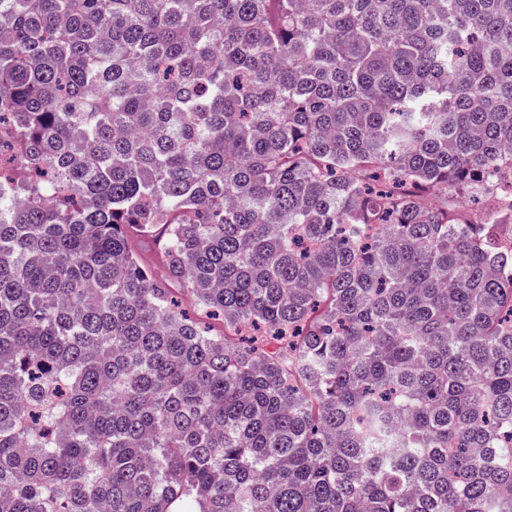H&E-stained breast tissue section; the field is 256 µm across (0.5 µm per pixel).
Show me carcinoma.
<instances>
[{"label":"carcinoma","mask_w":512,"mask_h":512,"mask_svg":"<svg viewBox=\"0 0 512 512\" xmlns=\"http://www.w3.org/2000/svg\"><path fill=\"white\" fill-rule=\"evenodd\" d=\"M503 180L512 0H0V512H512ZM130 248L141 266L158 280L166 281L167 271L163 264L156 238L152 235L132 233ZM169 288H171L173 295L181 300L182 309L191 317L195 318L202 327H204L214 336L224 335L223 321L209 316L207 313L199 310L178 282H171L169 284Z\"/></svg>","instance_id":"carcinoma-1"}]
</instances>
